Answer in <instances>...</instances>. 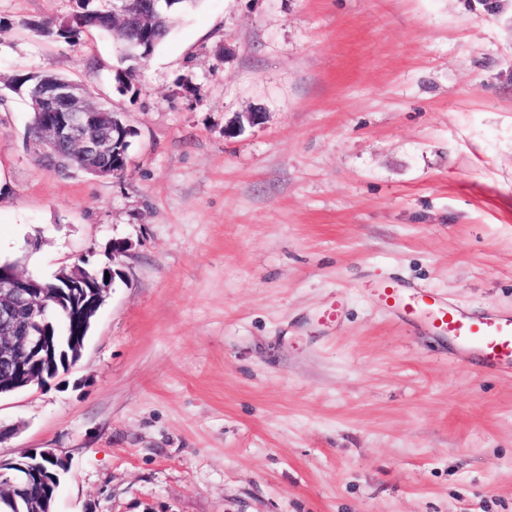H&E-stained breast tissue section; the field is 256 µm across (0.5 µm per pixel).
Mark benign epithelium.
<instances>
[{
	"mask_svg": "<svg viewBox=\"0 0 512 512\" xmlns=\"http://www.w3.org/2000/svg\"><path fill=\"white\" fill-rule=\"evenodd\" d=\"M157 0H113L112 18L123 26L137 25L143 41L150 39V14ZM33 106L41 113L42 123L35 134L28 137L33 152L43 164L59 167L64 151L71 156L91 160L84 170L118 174L127 166V160H113L115 139L104 132L108 127L105 114L92 104L85 86L69 80L49 85H35L28 90ZM57 277L60 288H83L90 280L82 268L61 270ZM111 283L103 280L92 283L93 294L88 307L99 311ZM55 290L44 287L17 267L0 264V368L8 373L9 387L0 383V396L6 391L16 392L46 381L45 374H37L33 367L52 363L53 352L47 336L52 319L50 302ZM15 467L6 483L0 482V512H50L42 510L29 495L31 471L16 461L0 462V476L4 467Z\"/></svg>",
	"mask_w": 512,
	"mask_h": 512,
	"instance_id": "1",
	"label": "benign epithelium"
}]
</instances>
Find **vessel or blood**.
<instances>
[{"mask_svg":"<svg viewBox=\"0 0 512 512\" xmlns=\"http://www.w3.org/2000/svg\"><path fill=\"white\" fill-rule=\"evenodd\" d=\"M376 296L399 320L420 321L450 337L453 355L460 363H473L488 371L512 370V314L454 307L438 294L395 280L379 282Z\"/></svg>","mask_w":512,"mask_h":512,"instance_id":"vessel-or-blood-1","label":"vessel or blood"}]
</instances>
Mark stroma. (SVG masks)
Here are the masks:
<instances>
[{
    "instance_id": "obj_1",
    "label": "stroma",
    "mask_w": 512,
    "mask_h": 512,
    "mask_svg": "<svg viewBox=\"0 0 512 512\" xmlns=\"http://www.w3.org/2000/svg\"><path fill=\"white\" fill-rule=\"evenodd\" d=\"M73 8L0 0V258L131 248L78 361L0 397V461L61 458L52 512H512V373L374 297L512 313V0H201L125 94L112 35L26 28ZM29 70L135 129L122 173L35 159Z\"/></svg>"
}]
</instances>
